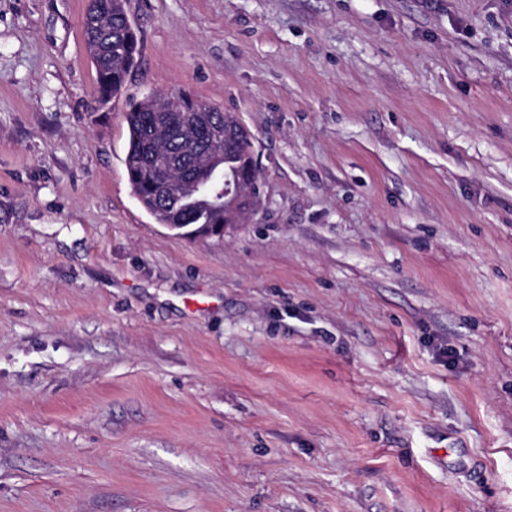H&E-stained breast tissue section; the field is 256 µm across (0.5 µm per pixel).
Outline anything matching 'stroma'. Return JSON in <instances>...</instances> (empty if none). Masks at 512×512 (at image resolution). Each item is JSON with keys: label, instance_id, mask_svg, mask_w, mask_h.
<instances>
[{"label": "stroma", "instance_id": "stroma-1", "mask_svg": "<svg viewBox=\"0 0 512 512\" xmlns=\"http://www.w3.org/2000/svg\"><path fill=\"white\" fill-rule=\"evenodd\" d=\"M0 0V512H512V0ZM237 113L260 211L132 195L127 101ZM84 21L86 48L97 73L100 104L107 105L138 62V38L123 0H91Z\"/></svg>", "mask_w": 512, "mask_h": 512}]
</instances>
